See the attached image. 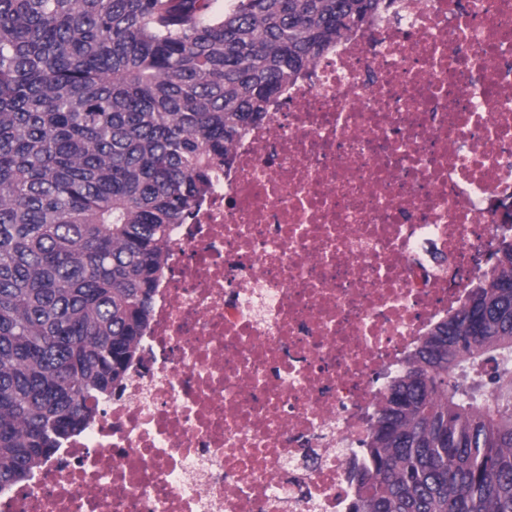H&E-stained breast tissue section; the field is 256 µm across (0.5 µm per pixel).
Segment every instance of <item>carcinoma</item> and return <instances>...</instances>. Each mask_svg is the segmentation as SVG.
I'll list each match as a JSON object with an SVG mask.
<instances>
[{
  "mask_svg": "<svg viewBox=\"0 0 512 512\" xmlns=\"http://www.w3.org/2000/svg\"><path fill=\"white\" fill-rule=\"evenodd\" d=\"M0 0V494L138 354L184 224L275 96L391 0ZM378 402L352 512H512V239Z\"/></svg>",
  "mask_w": 512,
  "mask_h": 512,
  "instance_id": "obj_1",
  "label": "carcinoma"
}]
</instances>
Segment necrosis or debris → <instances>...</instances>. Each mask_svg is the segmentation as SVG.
Returning a JSON list of instances; mask_svg holds the SVG:
<instances>
[{
  "label": "necrosis or debris",
  "mask_w": 512,
  "mask_h": 512,
  "mask_svg": "<svg viewBox=\"0 0 512 512\" xmlns=\"http://www.w3.org/2000/svg\"><path fill=\"white\" fill-rule=\"evenodd\" d=\"M233 156L122 391L0 512H350L390 375L512 220V0H392Z\"/></svg>",
  "instance_id": "necrosis-or-debris-1"
}]
</instances>
